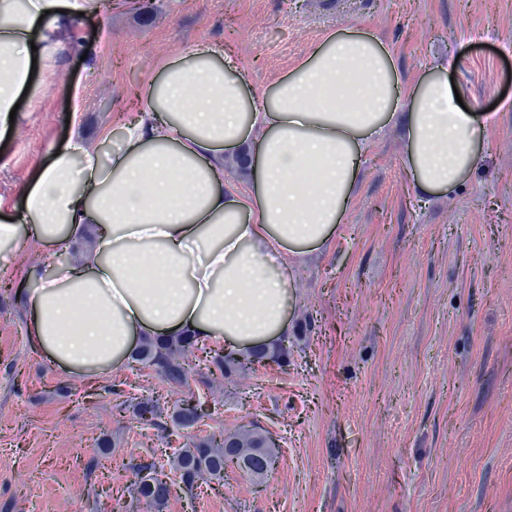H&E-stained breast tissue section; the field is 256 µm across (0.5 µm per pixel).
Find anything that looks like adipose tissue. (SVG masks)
Masks as SVG:
<instances>
[{"mask_svg": "<svg viewBox=\"0 0 512 512\" xmlns=\"http://www.w3.org/2000/svg\"><path fill=\"white\" fill-rule=\"evenodd\" d=\"M93 2L0 0V137L34 53ZM451 77L439 58L404 78L368 27L327 32L264 89L219 43L161 59L117 149L68 138L0 197V250L31 239L45 256L18 265L31 347L94 380L149 342L230 345L243 359L287 340L293 270L330 247L377 140L400 128L408 178L431 199L490 152L484 117L460 106ZM232 158L247 191L224 179Z\"/></svg>", "mask_w": 512, "mask_h": 512, "instance_id": "adipose-tissue-1", "label": "adipose tissue"}]
</instances>
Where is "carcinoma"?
Returning <instances> with one entry per match:
<instances>
[{"label": "carcinoma", "instance_id": "obj_1", "mask_svg": "<svg viewBox=\"0 0 512 512\" xmlns=\"http://www.w3.org/2000/svg\"><path fill=\"white\" fill-rule=\"evenodd\" d=\"M194 346L193 341L170 345L145 344L134 356L136 362L153 368L171 388L184 395L167 416L164 415L165 408L161 407L160 399L145 398L139 401L136 413L140 420L158 425L167 417L177 429H193L205 417V412L192 391L191 382L206 385L209 377L217 372L226 376L248 363L288 360V345L284 343L278 344L272 351L258 347L250 357L243 360L235 356L233 351H216L210 356L209 365L203 371L186 362V352ZM277 463L275 442L255 428L198 437L171 459V466L178 473L179 488L190 494L201 482L223 480L224 471L229 467L246 472L259 486ZM135 475L140 500L149 508L162 509L174 487L165 464L156 460L143 462L136 467Z\"/></svg>", "mask_w": 512, "mask_h": 512}]
</instances>
